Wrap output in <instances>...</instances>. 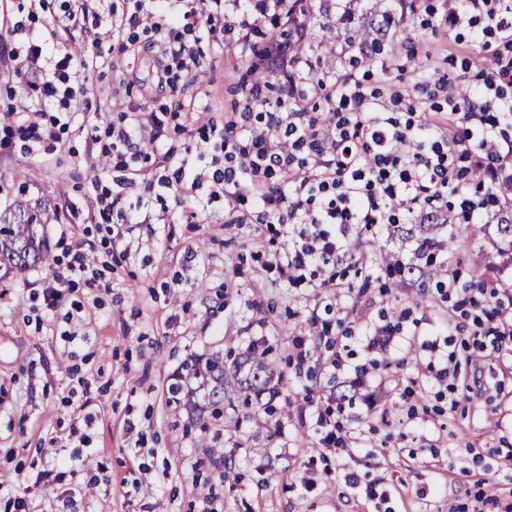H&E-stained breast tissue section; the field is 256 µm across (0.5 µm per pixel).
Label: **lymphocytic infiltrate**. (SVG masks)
<instances>
[{"mask_svg": "<svg viewBox=\"0 0 512 512\" xmlns=\"http://www.w3.org/2000/svg\"><path fill=\"white\" fill-rule=\"evenodd\" d=\"M294 0H123L113 13L110 35L135 46L149 35L162 60L160 82L183 93L202 68L200 35L215 43L232 40L250 50L268 23L285 21ZM63 38L46 40L20 24L0 39V53L25 57L41 109L17 124L20 139H40L42 119L67 126L73 107L87 93L79 75L88 67V50L101 45L102 17L95 0H62ZM422 26L454 33L467 28L500 41L502 50L478 62L470 93L460 83L434 85L448 104L447 122L420 109L421 88L400 82L371 87L368 72L349 63L342 75L318 71L296 60L295 83L281 91L276 105L263 96L265 81L243 85L236 112L223 126L205 125L184 155L167 151L162 161L169 177L152 180L137 162L157 150L166 135L156 114L140 111L129 123L110 126L103 154L111 170H98L101 181L91 219L97 224L128 218V189L159 185L157 201L171 210L183 208L199 189L224 204V221L245 223L239 203L252 192L260 204L262 224L289 228L287 250L278 266L293 287L307 280L312 268H326L350 257L356 230L400 223L416 210L430 208L448 215V197L456 195L466 223H487L490 215L512 220V0H439ZM330 105L327 114L310 111L309 99ZM224 155L220 168L199 166L210 152ZM119 179H111V172ZM67 272L54 275L43 302L57 308L76 280L93 285L95 272L83 243L63 244ZM497 280L487 278L465 289L458 308L475 312L477 335L500 345L512 336V307L495 304Z\"/></svg>", "mask_w": 512, "mask_h": 512, "instance_id": "obj_1", "label": "lymphocytic infiltrate"}]
</instances>
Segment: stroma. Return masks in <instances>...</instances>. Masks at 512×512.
Returning a JSON list of instances; mask_svg holds the SVG:
<instances>
[{
  "label": "stroma",
  "instance_id": "35a3bbf8",
  "mask_svg": "<svg viewBox=\"0 0 512 512\" xmlns=\"http://www.w3.org/2000/svg\"><path fill=\"white\" fill-rule=\"evenodd\" d=\"M406 30L372 60L374 80L429 85L499 47L466 30L450 37L415 21ZM199 48L196 111L156 92L158 52L142 41L94 58L89 93L56 139L0 149V211L41 208L38 232L54 259L0 280V512L19 498L32 512H512V340L503 354L475 347L471 321L437 290L449 280L473 287L497 269L512 298V255L498 254L496 225L449 232L409 216L361 233L353 247L363 261L339 266L342 286L331 291L288 285L275 261L288 247L285 227L222 223L223 203L203 196L186 205L198 214L192 223L154 200L144 223H86L93 169L108 165L90 160L86 126L155 111L179 150L187 129L234 109L256 72L252 54L230 42ZM22 65L0 56V129L7 109L37 99L16 76ZM63 233L94 242L98 278L51 310L42 290ZM425 237L453 239L440 254L447 268L411 253ZM385 324L402 327L401 350H365L361 334ZM464 348L471 358L456 392L423 375V364ZM342 349L369 368L367 389L330 368ZM215 355L228 376L272 364V386L235 393L206 433L184 434L187 413L169 405L167 387L185 363ZM476 377L489 389L467 396ZM314 402L342 406L345 447H320ZM83 433L88 457L77 454ZM353 473L374 485V500L351 488ZM486 476L494 506L477 498ZM92 478L101 489L87 488Z\"/></svg>",
  "mask_w": 512,
  "mask_h": 512
}]
</instances>
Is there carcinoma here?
<instances>
[{
    "mask_svg": "<svg viewBox=\"0 0 512 512\" xmlns=\"http://www.w3.org/2000/svg\"><path fill=\"white\" fill-rule=\"evenodd\" d=\"M389 17L370 20L356 29L349 30L348 40L363 50L368 47L381 49L388 35ZM307 32L298 27L288 33L273 29L267 33V42L288 48L293 55L302 53ZM38 214L29 207L0 214V278L17 277L35 265H47L51 252L45 239L37 233ZM242 389V383L230 381L224 376V360L214 358L195 359L184 367V374L175 378L169 386V400L183 405L197 414L210 413L217 417L224 407V399Z\"/></svg>",
    "mask_w": 512,
    "mask_h": 512,
    "instance_id": "carcinoma-1",
    "label": "carcinoma"
}]
</instances>
